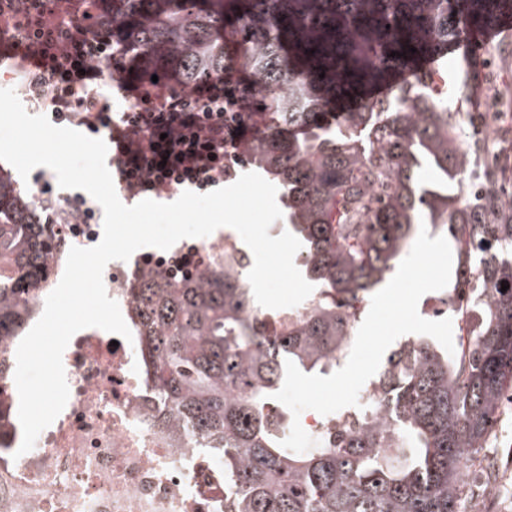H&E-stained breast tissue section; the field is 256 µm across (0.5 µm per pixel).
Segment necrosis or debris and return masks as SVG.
<instances>
[{
	"label": "necrosis or debris",
	"instance_id": "necrosis-or-debris-1",
	"mask_svg": "<svg viewBox=\"0 0 512 512\" xmlns=\"http://www.w3.org/2000/svg\"><path fill=\"white\" fill-rule=\"evenodd\" d=\"M102 230L99 224L54 225L50 286L60 282L71 246L96 245ZM228 255L252 264L251 250L235 232L186 238L166 251L146 247L128 261H113L105 287L134 338L118 341L98 328L71 338L63 354L68 402L27 453L18 451L17 394L0 401V512H224L230 491L224 458L193 442L162 404L130 290L150 272L173 281L218 270ZM381 399L367 383L358 406L326 416L306 410L300 424L322 442L336 426L357 424Z\"/></svg>",
	"mask_w": 512,
	"mask_h": 512
}]
</instances>
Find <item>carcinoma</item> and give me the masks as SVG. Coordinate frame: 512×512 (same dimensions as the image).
<instances>
[{
  "instance_id": "obj_1",
  "label": "carcinoma",
  "mask_w": 512,
  "mask_h": 512,
  "mask_svg": "<svg viewBox=\"0 0 512 512\" xmlns=\"http://www.w3.org/2000/svg\"><path fill=\"white\" fill-rule=\"evenodd\" d=\"M94 4L101 34L134 60L123 78L170 72L190 88L242 59L275 118L246 156L287 187L316 296L274 313L270 332L246 316L256 302L242 267L180 285L148 273L132 289L164 405L205 446L223 443L226 512H460L462 462L512 391V199L492 200L499 223L484 224L449 190L461 165L457 117L422 90L420 62L511 21L512 0ZM378 85L389 94L373 95ZM424 167L437 185H422ZM422 216L448 236L450 293L462 317L482 311L480 329L452 355L427 340L397 344L374 378L382 404L357 429L304 453L283 448L267 407L286 360L307 373L341 365L357 305L394 270ZM53 248L38 209L0 182V343L35 313Z\"/></svg>"
}]
</instances>
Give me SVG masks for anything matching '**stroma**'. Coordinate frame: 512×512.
Listing matches in <instances>:
<instances>
[{
    "mask_svg": "<svg viewBox=\"0 0 512 512\" xmlns=\"http://www.w3.org/2000/svg\"><path fill=\"white\" fill-rule=\"evenodd\" d=\"M491 56L492 80L481 75L483 56ZM472 67V80L460 86L457 73ZM431 94L442 107L456 112L464 160L460 188L467 200L481 189L512 196V22L482 45H455L432 70ZM465 488L481 512H512V405L506 406L494 434L476 456Z\"/></svg>",
    "mask_w": 512,
    "mask_h": 512,
    "instance_id": "obj_1",
    "label": "stroma"
}]
</instances>
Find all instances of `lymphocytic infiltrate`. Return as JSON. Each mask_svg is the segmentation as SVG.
Here are the masks:
<instances>
[{
    "label": "lymphocytic infiltrate",
    "instance_id": "obj_1",
    "mask_svg": "<svg viewBox=\"0 0 512 512\" xmlns=\"http://www.w3.org/2000/svg\"><path fill=\"white\" fill-rule=\"evenodd\" d=\"M54 11L60 25L44 32L39 19ZM15 30L0 39V54L19 57L25 92L50 109L56 123L105 134L121 181L137 196L183 186L205 193L223 182L224 140L245 132L227 125V113L261 109L255 86L224 71L187 91L165 76L144 77L125 87L132 108L116 113L103 101L97 63L111 60L119 74L123 60L90 18L61 11L59 0H25Z\"/></svg>",
    "mask_w": 512,
    "mask_h": 512
}]
</instances>
